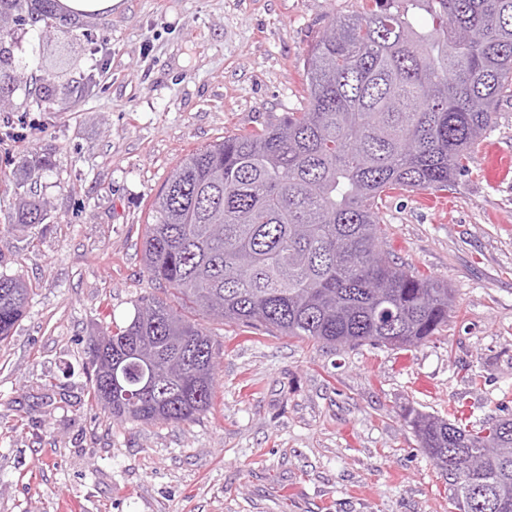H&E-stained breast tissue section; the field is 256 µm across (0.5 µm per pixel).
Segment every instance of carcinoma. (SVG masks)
<instances>
[{
	"instance_id": "1",
	"label": "carcinoma",
	"mask_w": 512,
	"mask_h": 512,
	"mask_svg": "<svg viewBox=\"0 0 512 512\" xmlns=\"http://www.w3.org/2000/svg\"><path fill=\"white\" fill-rule=\"evenodd\" d=\"M333 18L303 59L308 107L197 149L151 203L143 261L190 310L153 298L92 336V399L120 421H193L210 410L209 325L262 327L336 348L415 347L448 326V283L384 248L383 198L446 191L512 97V0H367ZM27 0H0V44ZM432 17L418 25L412 10ZM15 81L0 52V95ZM49 202L16 194L6 233L43 223ZM30 288L0 275V342ZM151 389L104 403L112 365ZM404 420L448 480L458 512H512V418L481 430L413 408ZM478 455L482 469L466 462Z\"/></svg>"
}]
</instances>
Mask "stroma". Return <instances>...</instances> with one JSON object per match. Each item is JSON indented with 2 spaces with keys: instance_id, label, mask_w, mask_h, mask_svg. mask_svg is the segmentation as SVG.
Returning <instances> with one entry per match:
<instances>
[{
  "instance_id": "stroma-1",
  "label": "stroma",
  "mask_w": 512,
  "mask_h": 512,
  "mask_svg": "<svg viewBox=\"0 0 512 512\" xmlns=\"http://www.w3.org/2000/svg\"><path fill=\"white\" fill-rule=\"evenodd\" d=\"M365 0H121L69 21L29 0L7 48L17 80L0 111V225L22 161L44 223L0 242V273L31 288L0 342V512H456L448 482L401 410L470 429L512 417V97L445 191L386 198L399 262L445 280L448 325L407 349L329 350L237 324L220 346L212 408L182 424L112 420L91 397L89 337L164 297L143 263L148 203L173 167L231 133L306 106L302 59L332 18ZM62 31L59 54L39 40ZM53 80L43 81L44 72ZM46 96L61 112L36 105Z\"/></svg>"
}]
</instances>
